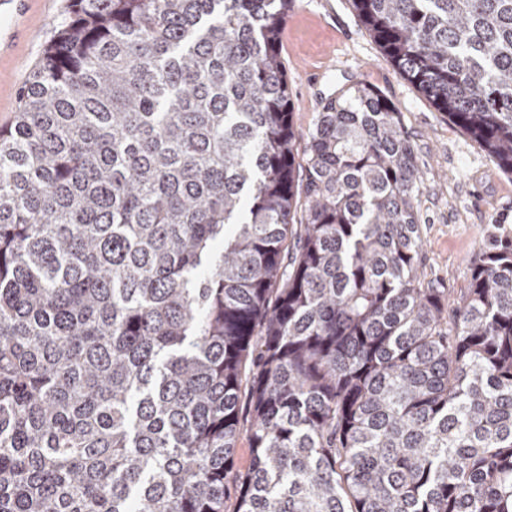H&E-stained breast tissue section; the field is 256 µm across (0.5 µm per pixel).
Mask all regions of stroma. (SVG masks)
<instances>
[{
  "mask_svg": "<svg viewBox=\"0 0 512 512\" xmlns=\"http://www.w3.org/2000/svg\"><path fill=\"white\" fill-rule=\"evenodd\" d=\"M67 0H15L0 15V125L59 30ZM281 57L297 126H311L337 86L363 81L398 108L421 173L415 205L425 241V271L451 293L469 287L491 234L512 239V176L409 82L384 56L351 0H293Z\"/></svg>",
  "mask_w": 512,
  "mask_h": 512,
  "instance_id": "obj_1",
  "label": "stroma"
}]
</instances>
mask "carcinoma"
Returning a JSON list of instances; mask_svg holds the SVG:
<instances>
[{
  "instance_id": "obj_1",
  "label": "carcinoma",
  "mask_w": 512,
  "mask_h": 512,
  "mask_svg": "<svg viewBox=\"0 0 512 512\" xmlns=\"http://www.w3.org/2000/svg\"><path fill=\"white\" fill-rule=\"evenodd\" d=\"M291 2L68 0L0 125V512H512V241L425 278L396 107L293 122ZM351 2L512 175V0Z\"/></svg>"
}]
</instances>
